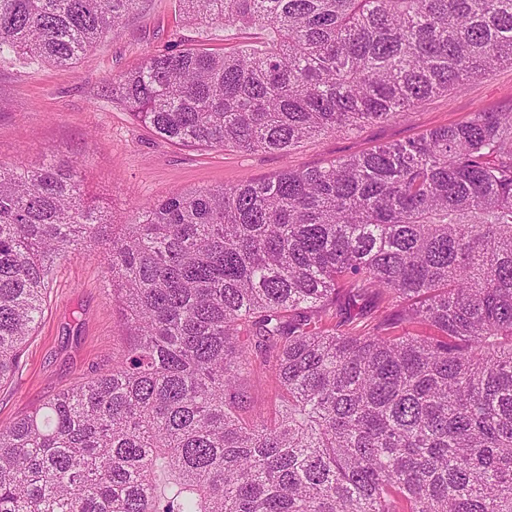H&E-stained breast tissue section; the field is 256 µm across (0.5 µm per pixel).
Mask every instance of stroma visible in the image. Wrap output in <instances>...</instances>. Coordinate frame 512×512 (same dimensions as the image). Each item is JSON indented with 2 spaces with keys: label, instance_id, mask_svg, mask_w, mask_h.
<instances>
[{
  "label": "stroma",
  "instance_id": "35a3bbf8",
  "mask_svg": "<svg viewBox=\"0 0 512 512\" xmlns=\"http://www.w3.org/2000/svg\"><path fill=\"white\" fill-rule=\"evenodd\" d=\"M221 49L248 43L235 27L187 26L176 0H144L142 9L109 32L74 67L0 61V162L38 166L82 161L81 176L117 222H127L136 204L174 191L263 181L287 169L316 167L383 144L416 137L428 129L467 120L482 108L512 105V67L434 95L403 118L361 130L311 138L286 153L237 149H191L165 140L137 123L107 90L112 78L146 56L172 49L177 37ZM125 325L112 306L106 255L75 253L50 276L43 314L26 341L19 364L0 384V426L11 425L52 396L91 379L112 365L125 347ZM252 411L274 421V378L246 377Z\"/></svg>",
  "mask_w": 512,
  "mask_h": 512
}]
</instances>
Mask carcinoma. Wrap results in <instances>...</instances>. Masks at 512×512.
Here are the masks:
<instances>
[{
  "label": "carcinoma",
  "instance_id": "obj_1",
  "mask_svg": "<svg viewBox=\"0 0 512 512\" xmlns=\"http://www.w3.org/2000/svg\"><path fill=\"white\" fill-rule=\"evenodd\" d=\"M143 0H0V56L69 66ZM260 49L110 83L183 147L287 152L512 66V0H178ZM83 163H0V381L53 266L108 254L127 347L0 429V512H512V108L103 229ZM371 311H366V304ZM274 376L276 421L239 382Z\"/></svg>",
  "mask_w": 512,
  "mask_h": 512
}]
</instances>
